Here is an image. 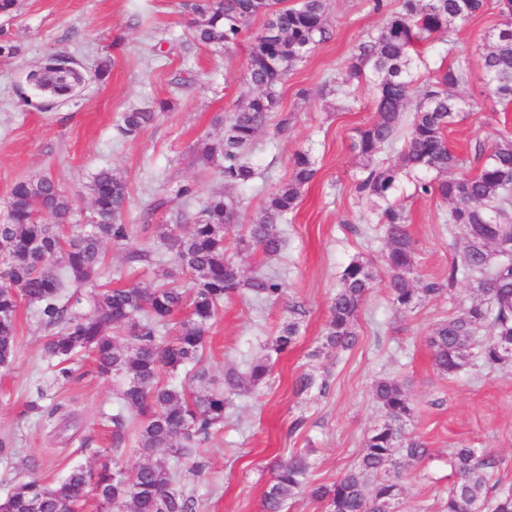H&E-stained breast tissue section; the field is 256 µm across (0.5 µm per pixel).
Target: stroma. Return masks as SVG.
Returning <instances> with one entry per match:
<instances>
[{"label": "stroma", "mask_w": 512, "mask_h": 512, "mask_svg": "<svg viewBox=\"0 0 512 512\" xmlns=\"http://www.w3.org/2000/svg\"><path fill=\"white\" fill-rule=\"evenodd\" d=\"M182 0H20L13 18L0 17V34L16 52L0 56V214L20 179L52 178L76 206L74 221L91 211L90 180L99 170L120 173L128 184V224L132 245L150 255L132 263L128 247L105 241L97 286L119 287L157 281L171 266L169 243L156 232L161 224H185L186 218L214 192L224 189L214 170L192 162L203 140L222 136L236 104L249 95L245 80L248 42L215 52L194 41L191 17ZM331 38L318 44L279 87L277 119L284 131L268 128L248 152L259 177L248 188H234L239 221L225 232L227 248L244 226L263 215L268 192L286 183L295 152L309 151L317 174L305 187L294 213L282 225L284 247L273 258L255 254L247 268L276 273L285 295L263 304L243 292L224 303L211 329L203 364L209 377L223 380L226 367L263 354L264 346L287 318L289 299L303 301L308 314L297 346L280 358L254 394L234 399L224 426L199 448L209 466L186 480L201 512H261V496L272 466L289 452L311 449L312 478L336 479L353 465L363 438L380 423L370 384L382 375L407 379L415 411L409 433L426 442L429 460L411 468L403 481L399 512H440L450 482L452 449L467 446L497 457L502 486L512 487V367L491 369L481 363L453 378L434 368L426 339L440 320L469 305L472 285L459 281L451 292L420 302L412 312L392 305L377 286L359 314V341L350 352L332 359L326 394L296 396L294 379L303 372L321 373L311 357L328 316L329 301L344 267L355 258L372 262L384 276L385 242L379 209L359 198L354 186L360 161L352 149L356 129L375 119L374 85L357 83L358 101L347 108L341 94L324 91L326 81L342 78L356 46L382 27L387 12L374 11L372 0H328ZM501 18L495 7L456 24L439 35L413 70L416 83L438 68L459 70L456 92L463 112L446 132L449 148L468 155L475 141L492 143L512 133V104L488 99L482 54ZM74 58L85 82L76 100L66 103L20 90L29 71L51 55ZM105 77H98V70ZM170 103L137 138L119 129L122 112ZM424 173L403 177L391 200L404 207L416 242L417 269L423 279H444L463 250L444 222L447 205L438 197L416 193ZM190 186L178 197L172 183ZM49 330L29 307L17 324V351L10 368L0 369V439L13 454L0 458V495L38 465L48 484L72 467L99 466L110 460L132 468L140 461L135 437L114 443L101 419L111 410L115 382L98 376L87 362L76 365L70 380L55 381L42 357ZM45 393L47 402L72 413L70 426L39 421L27 406Z\"/></svg>", "instance_id": "1"}]
</instances>
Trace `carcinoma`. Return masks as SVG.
Segmentation results:
<instances>
[{
    "mask_svg": "<svg viewBox=\"0 0 512 512\" xmlns=\"http://www.w3.org/2000/svg\"><path fill=\"white\" fill-rule=\"evenodd\" d=\"M496 3L504 22L482 64L488 97L511 103L512 0ZM486 4L487 0H401L399 10L387 16L379 32L357 46L347 77L339 82L351 105L356 98L347 84L368 71L375 78L376 118L356 130L352 145L363 160L355 192L384 204L379 219L387 244L384 286L393 306L410 311L419 300L439 297L461 279L472 282L477 293V301L436 324L427 339L436 370L446 376L458 374L474 360L493 368L512 364V260L499 261L494 250L498 239L512 237V134H500L489 146L475 142L469 158L478 164L477 172L458 173L465 160L448 147L445 133L462 111L461 101L451 94L459 72L441 67L433 81L418 86L412 67L418 48L449 33L452 24L480 14ZM183 7L195 16L193 39L215 50L237 45L253 20L264 19L249 52L247 81L253 92L231 113L224 136L204 142L196 157L204 167L215 166L224 184L245 185L256 175L246 152L273 121L279 84L331 36L328 5L326 0H296L291 6L288 0H193ZM64 62L63 55L50 56L27 74L28 88L59 102L76 99L83 82L77 72L64 70ZM165 110V102L131 109L122 114L119 130L135 138ZM405 122L408 132L398 157L390 162L379 159ZM412 171L436 173L434 179L418 183L416 191L448 203V223L464 239L461 262L450 265L447 280H423L419 287L407 215L403 207L390 203L401 177ZM315 175L311 155L295 153L288 183L268 195L263 219L247 225L236 240V254L279 253L284 239L278 225L297 208L303 188ZM90 190V230L68 231L65 224L74 210L73 200L53 180L43 177L14 184L7 215L0 222V367L13 361L21 304L35 307L46 326L58 328L43 344V357L56 378H70L71 364L90 355L98 375L118 382L119 407L104 413L112 423L114 442L121 443L132 431L145 461L132 471L116 462L95 469L76 466L54 485L43 483L31 463L28 476L0 499V512H80L90 493L96 512H197L195 494L176 488L178 471L197 476L206 471L208 462L196 449L224 426L230 397L261 383L271 372L272 357L296 345L307 310L303 303L289 300L288 319L267 344L264 356L246 372L226 371L223 388L209 386L200 366L224 300L242 289L260 301L284 294L278 277L258 271L246 276L226 255L224 229L237 223L239 201L215 194L192 216L186 232L164 233L175 254L173 265L162 271L167 282L103 288L91 295L90 312L72 311L59 301L65 280L91 282L103 262V241L130 238L129 226L122 223L126 182L112 170L101 169L92 176ZM41 215L52 217L54 223L42 222ZM52 258L59 259L62 273L47 266ZM184 275L193 283L188 292L175 286ZM376 285L369 262L354 259L345 266L311 356L338 357L356 346L358 313ZM164 372L184 375L192 384L163 382ZM328 387L327 376L308 372L294 383L298 395L314 388L324 394ZM371 391L384 420L367 433L358 462L330 483H315L310 451L290 454L276 466L262 495L261 512H283L297 495L318 503L321 512H396L402 479L431 453L421 439L406 436L414 407L404 383L376 377ZM158 451L175 457V465L151 461ZM450 465L453 484L442 512H512V489L492 481L498 468L494 456L462 447L452 452Z\"/></svg>",
    "mask_w": 512,
    "mask_h": 512,
    "instance_id": "obj_1",
    "label": "carcinoma"
}]
</instances>
